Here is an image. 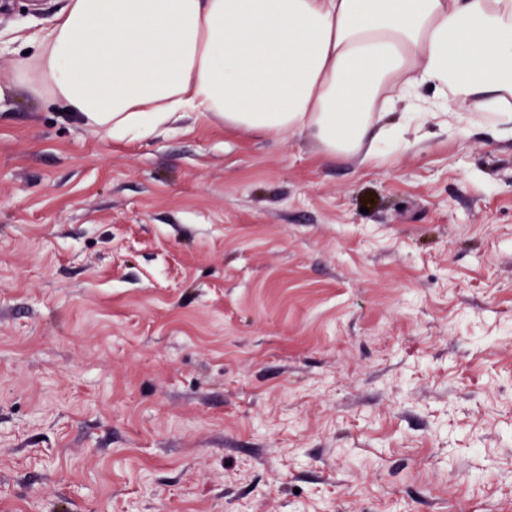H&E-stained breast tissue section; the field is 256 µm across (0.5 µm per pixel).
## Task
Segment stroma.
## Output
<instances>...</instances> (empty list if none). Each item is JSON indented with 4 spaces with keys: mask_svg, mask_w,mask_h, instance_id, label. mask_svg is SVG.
I'll list each match as a JSON object with an SVG mask.
<instances>
[{
    "mask_svg": "<svg viewBox=\"0 0 512 512\" xmlns=\"http://www.w3.org/2000/svg\"><path fill=\"white\" fill-rule=\"evenodd\" d=\"M0 0V512H512V137L325 161L16 81Z\"/></svg>",
    "mask_w": 512,
    "mask_h": 512,
    "instance_id": "stroma-1",
    "label": "stroma"
}]
</instances>
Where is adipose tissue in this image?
<instances>
[{
  "label": "adipose tissue",
  "instance_id": "adipose-tissue-1",
  "mask_svg": "<svg viewBox=\"0 0 512 512\" xmlns=\"http://www.w3.org/2000/svg\"><path fill=\"white\" fill-rule=\"evenodd\" d=\"M16 77L116 140L203 111L370 158L420 85L512 135V0H67Z\"/></svg>",
  "mask_w": 512,
  "mask_h": 512
}]
</instances>
